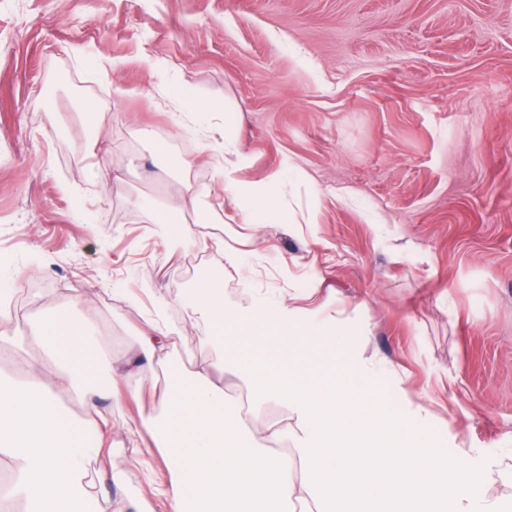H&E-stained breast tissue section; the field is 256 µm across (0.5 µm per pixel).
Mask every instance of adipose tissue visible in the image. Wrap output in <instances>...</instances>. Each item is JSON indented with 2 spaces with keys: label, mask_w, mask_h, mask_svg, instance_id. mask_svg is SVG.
I'll use <instances>...</instances> for the list:
<instances>
[{
  "label": "adipose tissue",
  "mask_w": 512,
  "mask_h": 512,
  "mask_svg": "<svg viewBox=\"0 0 512 512\" xmlns=\"http://www.w3.org/2000/svg\"><path fill=\"white\" fill-rule=\"evenodd\" d=\"M236 152L235 141H225L218 170L225 195L241 203L240 222L280 223L277 195L241 181ZM139 221H189L206 229L223 217L194 196L189 207H153ZM221 280L214 274L193 293L209 325L207 340L235 352L256 393L287 401L298 419L299 444L287 448L289 434L277 425L253 432L230 416L226 359L201 360L182 378L167 328L151 324L138 338L137 353L166 373L168 385L161 395L166 412L149 426L152 445L144 453L160 454L169 474L158 489L166 512H291L312 501L332 503L333 512H505L485 491L483 466L438 463L420 441L414 414L393 409L391 395L377 392L365 402L336 382L318 380L317 355L322 347L342 346V337L331 333L317 343L319 329L283 304L229 310L217 289ZM14 338L41 352L46 366L31 369L23 383L0 374V456L11 460L14 472L6 500L22 501L25 512H104L97 493L102 462H110L112 480L126 474L112 463V425L95 404L100 351L68 309L22 324L0 308V342ZM49 375L82 407L83 417L44 391Z\"/></svg>",
  "instance_id": "1"
}]
</instances>
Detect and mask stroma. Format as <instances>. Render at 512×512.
<instances>
[{"instance_id":"1","label":"stroma","mask_w":512,"mask_h":512,"mask_svg":"<svg viewBox=\"0 0 512 512\" xmlns=\"http://www.w3.org/2000/svg\"><path fill=\"white\" fill-rule=\"evenodd\" d=\"M174 83L211 112L180 113ZM229 115L242 179L278 184L288 219L218 225L220 249L135 223L185 181L235 215L213 164L165 172L150 144L196 158ZM219 267L226 308L282 302L344 330L376 373L342 366L341 384L390 391L427 450L487 462L488 495L511 504L512 0H0V290L39 283L23 322L85 289L99 386L143 385L140 403H98L127 475L100 483L110 512H165L161 465L125 448L163 411L135 338L160 317L185 371L221 355L191 302Z\"/></svg>"}]
</instances>
